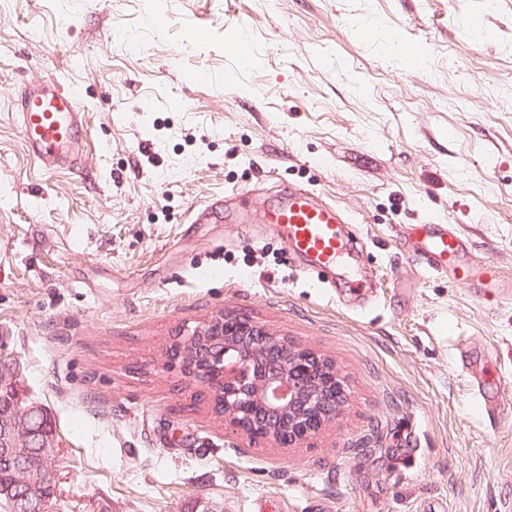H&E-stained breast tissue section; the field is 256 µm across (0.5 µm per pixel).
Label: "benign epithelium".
<instances>
[{
    "label": "benign epithelium",
    "instance_id": "benign-epithelium-1",
    "mask_svg": "<svg viewBox=\"0 0 512 512\" xmlns=\"http://www.w3.org/2000/svg\"><path fill=\"white\" fill-rule=\"evenodd\" d=\"M221 337L215 346L211 337ZM192 350L197 369H186L174 359L166 366L196 381L220 400L214 407L234 430L252 441H271L281 448L301 444L329 424L346 402L344 381L328 359L305 347L292 345L249 318L222 314L176 338ZM16 363L0 358V388L18 390ZM38 404H22L14 396L10 412L0 416V462H9L32 444L38 477L58 485L59 443L27 426Z\"/></svg>",
    "mask_w": 512,
    "mask_h": 512
}]
</instances>
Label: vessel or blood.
<instances>
[{
    "label": "vessel or blood",
    "instance_id": "1",
    "mask_svg": "<svg viewBox=\"0 0 512 512\" xmlns=\"http://www.w3.org/2000/svg\"><path fill=\"white\" fill-rule=\"evenodd\" d=\"M77 88L45 82L21 88L16 118L26 149L44 169L61 165L80 168L84 157L86 115ZM268 225L288 244L312 281L332 285L336 272L354 260L352 242L342 232L343 216L335 206L302 190L279 196L265 213ZM415 251L428 270L453 271L456 281L470 286L467 240L446 224L415 227Z\"/></svg>",
    "mask_w": 512,
    "mask_h": 512
}]
</instances>
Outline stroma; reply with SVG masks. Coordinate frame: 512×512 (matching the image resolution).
Instances as JSON below:
<instances>
[{
    "label": "stroma",
    "mask_w": 512,
    "mask_h": 512,
    "mask_svg": "<svg viewBox=\"0 0 512 512\" xmlns=\"http://www.w3.org/2000/svg\"><path fill=\"white\" fill-rule=\"evenodd\" d=\"M49 80L77 171L21 139ZM291 188L364 245L336 290L262 222ZM409 224L512 283V0H0V355L55 422L58 512H512V299L426 271ZM223 313L333 362L318 436L251 442L165 367ZM79 99L77 88L52 82L24 86L17 95L16 118L26 149L46 170L82 165L87 123Z\"/></svg>",
    "instance_id": "obj_1"
}]
</instances>
